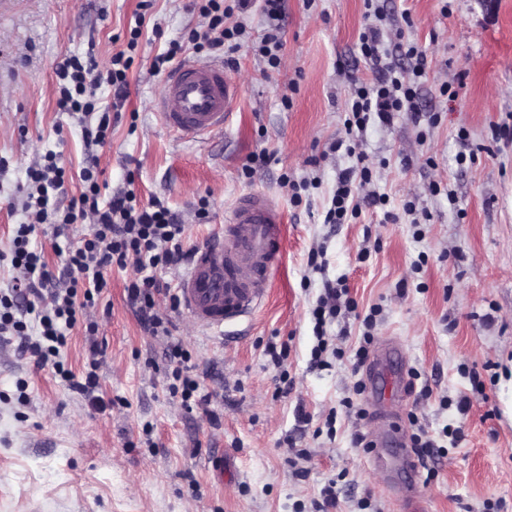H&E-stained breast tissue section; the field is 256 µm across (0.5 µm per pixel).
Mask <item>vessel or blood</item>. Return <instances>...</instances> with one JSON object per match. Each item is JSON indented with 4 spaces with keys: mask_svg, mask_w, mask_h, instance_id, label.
<instances>
[{
    "mask_svg": "<svg viewBox=\"0 0 512 512\" xmlns=\"http://www.w3.org/2000/svg\"><path fill=\"white\" fill-rule=\"evenodd\" d=\"M241 85L221 63L188 61L164 81L156 108L163 124L182 136L223 132ZM283 216L261 194L237 200L222 237L198 247L179 280L184 309L199 327L220 331L251 315L266 297L283 250Z\"/></svg>",
    "mask_w": 512,
    "mask_h": 512,
    "instance_id": "b4317fda",
    "label": "vessel or blood"
}]
</instances>
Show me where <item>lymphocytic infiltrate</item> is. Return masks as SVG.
<instances>
[{"instance_id":"1","label":"lymphocytic infiltrate","mask_w":512,"mask_h":512,"mask_svg":"<svg viewBox=\"0 0 512 512\" xmlns=\"http://www.w3.org/2000/svg\"><path fill=\"white\" fill-rule=\"evenodd\" d=\"M259 7L269 25L254 53L269 69L279 68L284 44L280 20L285 0H192L191 8L204 19V31H191L187 41H170L167 49L151 63L153 72L170 71L186 52L205 57H223L239 46L241 25L233 23L234 13ZM142 35L133 27L124 50L113 54L106 75L96 74L88 60L72 55L56 70L57 106L60 111L82 117V135L87 145L104 146L112 136V113L100 106L95 97L99 84H108L115 102L128 95V73ZM383 36L376 24H368L360 35V51L370 64L372 81L355 86L348 99L344 121L348 136H358L369 121L390 123L399 112L415 111L417 91L402 71L383 63L379 46ZM97 159H90L80 173L78 197L65 199L67 180L64 167L55 154H45L26 170L27 196L23 204L26 221L13 231L7 252L0 262L9 261L13 272L8 287L0 289V342L15 345L20 354L34 357L37 365L52 366L68 386L86 399H93L98 387L99 359L103 348L97 338L98 324L89 314L99 305L108 286V270L135 266L138 275L124 285L127 304L143 328L155 337L165 338L166 358L173 363L171 394L180 395L186 409L209 406L208 395L200 394L199 383L188 376L191 355L174 339L178 324L173 316L159 313L158 295L169 293L159 271L185 265L191 253L183 246L185 226L181 217L164 200L154 197L141 202L133 188L103 193L99 183ZM371 169L364 161L342 170L336 178V190L324 217L325 223L341 224L348 216L359 213L362 204L377 203L376 195H359L360 187L369 184ZM88 222L89 229L63 252V276L47 268L42 251L32 247L31 236L42 224H76ZM38 321V340L29 337L30 321ZM84 323L90 359L82 379L65 369L59 359L66 343V332Z\"/></svg>"}]
</instances>
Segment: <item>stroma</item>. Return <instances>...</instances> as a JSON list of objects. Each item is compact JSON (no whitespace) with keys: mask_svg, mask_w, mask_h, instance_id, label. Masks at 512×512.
Instances as JSON below:
<instances>
[{"mask_svg":"<svg viewBox=\"0 0 512 512\" xmlns=\"http://www.w3.org/2000/svg\"><path fill=\"white\" fill-rule=\"evenodd\" d=\"M139 2L13 0L0 12V252L26 220L27 167L53 152L75 172L87 154L77 117L56 105L58 65L89 54L106 70L137 25L129 94L96 151L103 181L113 190L130 180L142 199L165 200L190 250L223 234L238 198L265 195L284 215V252L266 302L233 325V339L179 316L178 337L211 397L205 411H186L170 394L166 341L144 330L124 297L131 267L108 271L97 314L106 346L98 404L0 345V512H315L328 488V512H406L401 461L379 460L387 426L400 446L419 432L436 444L411 487L426 512H512V0H378L388 62L409 73L416 62L403 45L424 54L420 114L368 125L358 149L384 201L345 224L324 215L337 174L353 164L330 145L345 136L354 83L372 77L360 52L364 0H286L276 70L251 50L264 16L239 15L247 38L231 76L243 93L223 133L195 141L161 123L154 102L165 77L150 63L202 20L189 0H154L145 15ZM444 83L450 94H440ZM260 151L269 166L245 177ZM285 172L311 181L301 202L281 186ZM202 197L209 214L200 222ZM86 231L46 224L31 243L56 272L57 247ZM314 249L318 270L308 264ZM328 280L347 288L356 309L328 325L340 354L321 369L311 364L312 311ZM367 331L370 353L392 349V367L409 383L386 420L366 368L355 365ZM270 339L287 347L281 364L264 352ZM358 432L369 447L355 444ZM217 452L220 479L210 462Z\"/></svg>","mask_w":512,"mask_h":512,"instance_id":"obj_1","label":"stroma"}]
</instances>
